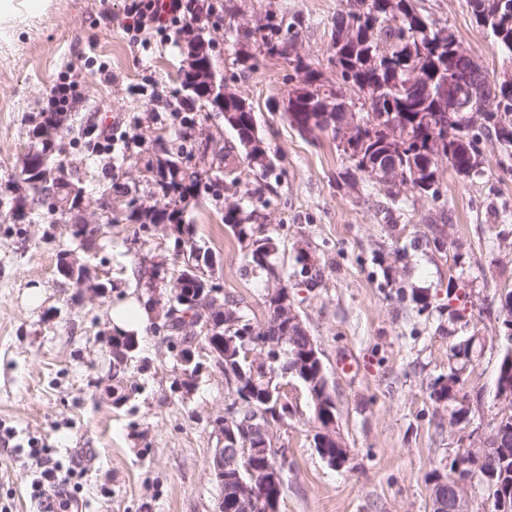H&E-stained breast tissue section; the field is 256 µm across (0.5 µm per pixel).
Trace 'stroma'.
Here are the masks:
<instances>
[{
	"instance_id": "stroma-1",
	"label": "stroma",
	"mask_w": 512,
	"mask_h": 512,
	"mask_svg": "<svg viewBox=\"0 0 512 512\" xmlns=\"http://www.w3.org/2000/svg\"><path fill=\"white\" fill-rule=\"evenodd\" d=\"M236 25L269 14L304 20L294 52L332 85L327 23L341 0H213ZM436 26L491 71L512 68L473 25L466 0H416ZM0 23V512H35L31 483L39 468L28 451L47 448L61 471L74 472L82 512H214L219 490L208 469L214 421L228 403L223 370L205 361L197 378L182 373L158 319L141 336L114 392L110 311L126 302L168 298L148 286L153 261L174 238L129 223L115 205L89 248L72 233L96 210L110 172L147 198L140 167L113 169L111 151L83 130L127 131L158 157L156 134L173 140L179 123L178 75L186 56L174 29L122 28L124 0H29ZM226 84L247 100L266 142L271 171L256 175L239 160L238 186L192 203L185 219L198 244L217 257L215 282L252 323H265L267 290L247 272L243 249L224 222L229 201L266 225L295 307L321 351L349 460L339 470L314 447L313 408L305 389L286 380L292 412L274 426L288 454L280 512H429L431 480L452 475L463 435L487 431L497 411L502 294L512 291V155L480 138L479 173L439 166L437 197L378 191L338 149L330 132L308 135L288 120V92L299 76L257 43L210 32ZM78 94L55 137L63 158L83 170L82 209L54 216L20 192L26 155L38 146L40 112L59 83ZM84 259L95 296L58 270L62 254ZM479 339L462 379L482 405L455 425L435 387L448 377L451 350Z\"/></svg>"
}]
</instances>
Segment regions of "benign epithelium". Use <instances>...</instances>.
<instances>
[{"label": "benign epithelium", "instance_id": "benign-epithelium-1", "mask_svg": "<svg viewBox=\"0 0 512 512\" xmlns=\"http://www.w3.org/2000/svg\"><path fill=\"white\" fill-rule=\"evenodd\" d=\"M186 45V67L196 72V80L202 83L211 98L221 104L234 100L241 107L246 103L233 91L224 86L223 80L217 78L212 64L202 59V52L190 42ZM489 80L482 71L471 68L467 72L451 69L443 75L438 86L440 111L443 112L437 127L443 132L433 131L426 141L424 152L432 160L438 159L448 151V118L454 112L466 111L475 100L487 101ZM376 95L369 89L362 91L361 97L352 98L345 94L332 92L320 95L316 114L300 119L299 128L311 133L322 127L336 130L339 144L351 155L360 168L371 177L394 188L410 185L409 179L403 178L398 164V154L403 150L407 140L409 126L397 119L386 125V151L376 158L362 157L354 150L361 123L358 110L368 109ZM215 267L204 268L188 263L185 276L188 279L208 281L204 292L190 303L189 319L182 330L198 336L199 332L217 333L205 348L207 356L215 365L224 369L229 381L240 390V398L234 406L224 410V416L214 422L217 444L208 461L209 473L218 486L220 493L214 512H224V503H229L232 512H278L280 493L276 486L282 482V473L288 466L287 452L280 451L279 467H270L268 454L274 445L271 427L284 421L291 413V408L284 400L272 402L274 392L282 390L279 379L291 378L303 382L314 404L315 414L324 423L317 432L316 445L320 457L332 468H342L348 462V453L337 431L335 403L329 397V382L325 375L321 352L312 341L304 322L295 309L289 289L283 284L270 280L268 282L266 302L273 327L272 335L259 339L253 336L251 323L241 318L237 312L224 307V290L216 286L212 273ZM59 271L70 281H79V287L100 293L105 285L90 281L89 267L79 264L73 255L61 260ZM499 316L506 319V333L497 336L499 344L512 341V298L501 297ZM305 337V345L299 347L296 340ZM252 338L260 351L247 354L248 366L238 362L240 347L238 342ZM294 347L288 351V347ZM267 371L264 385L266 394L262 395L264 403L270 408L263 416H255L256 370ZM453 400L455 407H448L454 412V423L468 419L473 402L461 396L440 397L437 402ZM497 400L502 404L500 411L489 422L490 432L485 435L472 431L464 436V445L455 455L453 475H436L432 481L430 493V512H472V488L495 476V469L512 459V450L491 445L495 439L504 435L501 418L508 414V403L512 400V379L508 373L502 374L501 392Z\"/></svg>", "mask_w": 512, "mask_h": 512}]
</instances>
